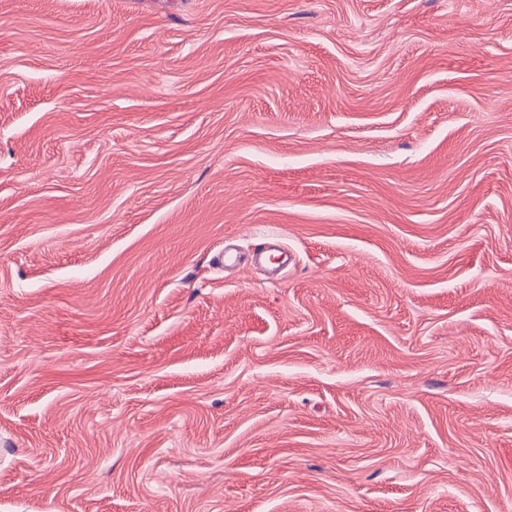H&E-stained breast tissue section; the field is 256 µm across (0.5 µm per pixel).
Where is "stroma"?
<instances>
[{"label": "stroma", "mask_w": 512, "mask_h": 512, "mask_svg": "<svg viewBox=\"0 0 512 512\" xmlns=\"http://www.w3.org/2000/svg\"><path fill=\"white\" fill-rule=\"evenodd\" d=\"M0 512H512V0H0Z\"/></svg>", "instance_id": "1"}]
</instances>
